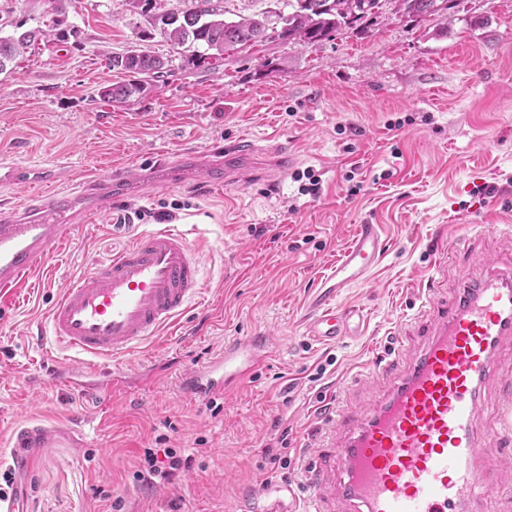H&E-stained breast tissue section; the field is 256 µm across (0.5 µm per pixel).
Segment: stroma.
I'll use <instances>...</instances> for the list:
<instances>
[{
    "label": "stroma",
    "instance_id": "obj_1",
    "mask_svg": "<svg viewBox=\"0 0 512 512\" xmlns=\"http://www.w3.org/2000/svg\"><path fill=\"white\" fill-rule=\"evenodd\" d=\"M65 6L73 33L0 75V158L77 182L218 155L248 137L257 166L281 144L323 186L312 197L290 173L220 189L197 177L92 214L0 312V476L23 456L26 512H112L117 500L124 512H238L263 482L291 484L307 501L312 408L404 335L425 341L413 330L425 284L444 293L472 269L452 258L436 274L444 238L476 237V258H487L499 248L493 225H512V0H462L445 32L435 19L404 17L319 44L268 39L226 54L216 70L174 65L122 103L99 97L121 79L109 58L137 45L167 57L170 45L141 41L146 19L126 0ZM360 224L379 225L387 251L366 284L336 298L363 310L359 334L328 346L306 336L303 319ZM168 225L199 256L203 287L179 326L119 362L126 391L30 390L47 364L75 358L35 336L64 287L141 231ZM264 328L279 338L276 354L234 395L202 404L139 382L150 362H202L225 337ZM54 419L70 420L84 447L10 448L15 426ZM200 439L207 457L172 482L134 479L145 449L189 451ZM274 455L287 468L273 470Z\"/></svg>",
    "mask_w": 512,
    "mask_h": 512
}]
</instances>
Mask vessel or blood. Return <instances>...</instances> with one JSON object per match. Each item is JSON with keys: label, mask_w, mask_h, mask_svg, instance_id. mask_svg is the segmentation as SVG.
I'll return each mask as SVG.
<instances>
[{"label": "vessel or blood", "mask_w": 512, "mask_h": 512, "mask_svg": "<svg viewBox=\"0 0 512 512\" xmlns=\"http://www.w3.org/2000/svg\"><path fill=\"white\" fill-rule=\"evenodd\" d=\"M254 144L241 140L223 156L188 157L171 165L168 179L202 170L207 183L244 182L251 176ZM51 170L0 160V186L41 184ZM155 172L128 175L120 168L86 181L80 189L30 198L23 211L0 215V300L41 270L70 240L83 217L110 207L153 182ZM501 270H474L445 298L428 294L415 320L429 335L421 346L400 343L404 373L386 387L379 403L351 414L334 404L319 418L320 436L304 465L313 494L337 485L350 512H471L470 506L512 485V432L486 445L475 439L481 391L496 374L499 349L512 342V233L502 236ZM384 249L380 227L358 225L326 277L305 320L314 340L333 344L356 335L357 308L336 304L338 289L367 281ZM202 264L174 228L143 232L108 263L90 268L65 288L45 317L59 349L80 355L77 364L51 369L49 378L74 391L112 392L123 380L111 362L138 349L185 313L201 288ZM271 332L226 338L207 361L168 374L146 369L149 383L171 381L176 392L207 402L238 393L269 358ZM60 428L31 424L10 434L13 448H50ZM239 512H285L258 486L242 498Z\"/></svg>", "instance_id": "b4317fda"}]
</instances>
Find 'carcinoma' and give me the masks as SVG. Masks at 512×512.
<instances>
[{
  "label": "carcinoma",
  "mask_w": 512,
  "mask_h": 512,
  "mask_svg": "<svg viewBox=\"0 0 512 512\" xmlns=\"http://www.w3.org/2000/svg\"><path fill=\"white\" fill-rule=\"evenodd\" d=\"M126 2L147 17L148 27L142 31L141 40H150L158 33L175 51L189 45L194 59L208 66L224 59L230 50L242 51L270 37L290 43L330 41L345 28L356 25L366 28L388 13L415 19L439 18L446 30L457 6V0H287L286 14L228 21L223 12L211 6V0H194L196 6L191 9L169 8L158 14L152 13L153 0ZM51 14L38 28L23 31L17 24L10 34H0V75L16 58L33 54L40 42L65 37L60 19L64 14L62 0H52ZM108 66L134 76L100 91L102 99L121 103L145 92L153 82L167 75L173 60L132 48L112 56Z\"/></svg>",
  "instance_id": "obj_1"
}]
</instances>
